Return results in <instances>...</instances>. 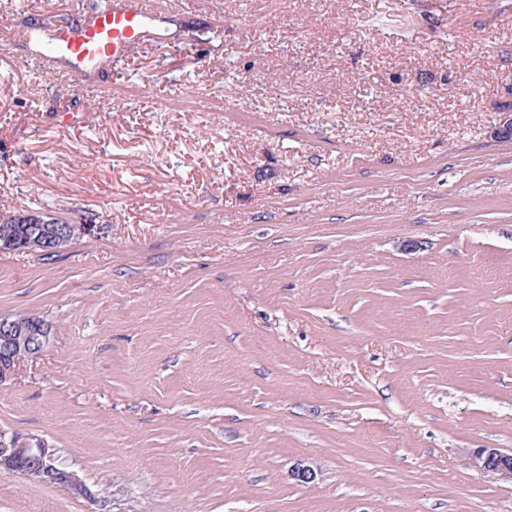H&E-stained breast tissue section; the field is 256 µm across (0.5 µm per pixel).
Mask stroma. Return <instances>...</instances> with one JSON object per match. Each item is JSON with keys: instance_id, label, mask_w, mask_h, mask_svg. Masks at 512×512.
<instances>
[{"instance_id": "obj_1", "label": "stroma", "mask_w": 512, "mask_h": 512, "mask_svg": "<svg viewBox=\"0 0 512 512\" xmlns=\"http://www.w3.org/2000/svg\"><path fill=\"white\" fill-rule=\"evenodd\" d=\"M100 3L0 0V211L95 227L0 251L51 328L0 433L85 487L0 512H512V0H159L89 78L19 39ZM471 465L493 479L512 482V454L497 448H478L471 455Z\"/></svg>"}]
</instances>
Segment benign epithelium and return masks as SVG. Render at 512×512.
<instances>
[{
	"label": "benign epithelium",
	"mask_w": 512,
	"mask_h": 512,
	"mask_svg": "<svg viewBox=\"0 0 512 512\" xmlns=\"http://www.w3.org/2000/svg\"><path fill=\"white\" fill-rule=\"evenodd\" d=\"M29 225L24 240L25 251H55L70 237L71 228L57 223L48 213L18 217ZM50 326L36 316L0 320V384L11 379L24 355L38 356L48 343ZM471 465L480 473L497 480L512 482V454L498 448H479L471 455ZM20 471L42 482L80 486L77 477L57 465L55 449L41 438L0 434V470Z\"/></svg>",
	"instance_id": "obj_1"
}]
</instances>
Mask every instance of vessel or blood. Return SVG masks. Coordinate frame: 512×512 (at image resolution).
Segmentation results:
<instances>
[{
  "label": "vessel or blood",
  "mask_w": 512,
  "mask_h": 512,
  "mask_svg": "<svg viewBox=\"0 0 512 512\" xmlns=\"http://www.w3.org/2000/svg\"><path fill=\"white\" fill-rule=\"evenodd\" d=\"M163 15L152 0H107L103 9L78 22L45 31L39 61L52 67L65 58L74 74L97 69L104 61H120Z\"/></svg>",
  "instance_id": "vessel-or-blood-1"
}]
</instances>
